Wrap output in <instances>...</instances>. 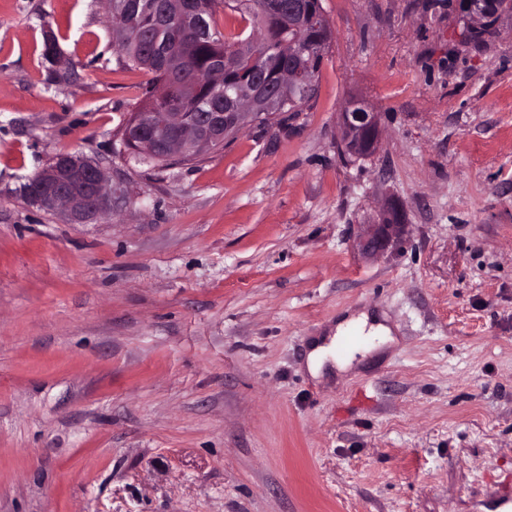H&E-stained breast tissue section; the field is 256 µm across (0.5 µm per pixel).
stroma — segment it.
I'll return each mask as SVG.
<instances>
[{"instance_id":"obj_1","label":"stroma","mask_w":512,"mask_h":512,"mask_svg":"<svg viewBox=\"0 0 512 512\" xmlns=\"http://www.w3.org/2000/svg\"><path fill=\"white\" fill-rule=\"evenodd\" d=\"M462 5L322 0L311 108L157 169L119 152L152 75L101 0H0V512H504L512 11L462 45ZM354 96L383 142L345 164ZM59 153L106 169L109 215L26 201ZM388 198L407 233L360 257ZM364 310L393 343L313 376ZM369 316L365 313H361L360 316L356 318H351L342 322L336 326V332L332 336V343L330 346L325 345L326 336H316L311 344V350L308 357V369L309 371L316 377H322L326 374L332 375L334 370L336 371H344L346 370L352 363V358L346 361H336L333 366L331 365L329 368L325 369V364L327 362V356L331 355L332 345L334 341L341 337L345 336V334L352 327H362L365 328L368 322Z\"/></svg>"}]
</instances>
